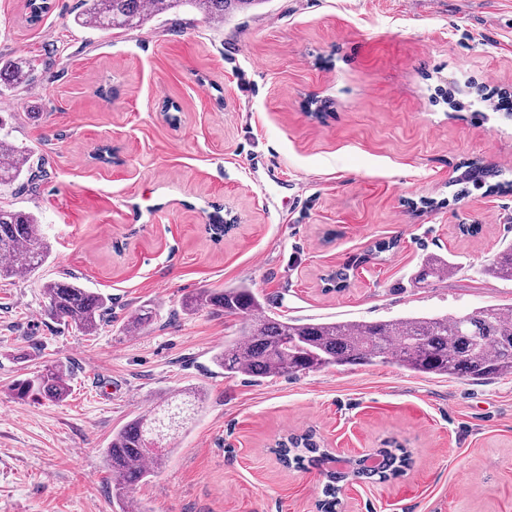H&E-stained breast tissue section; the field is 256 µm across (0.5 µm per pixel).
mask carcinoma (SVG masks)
Here are the masks:
<instances>
[{"label": "carcinoma", "instance_id": "1", "mask_svg": "<svg viewBox=\"0 0 512 512\" xmlns=\"http://www.w3.org/2000/svg\"><path fill=\"white\" fill-rule=\"evenodd\" d=\"M256 0H82L83 10L74 18L80 27L102 30H136L149 18L177 10L195 8L208 19L222 23L227 14ZM34 64L18 58L0 64V83L20 84ZM31 154L6 137L0 138V188L9 187L32 173ZM493 177L480 164L468 166L460 181L479 189ZM50 245L39 217L25 210L0 205V278L26 277L49 259ZM454 270L445 258L425 262L415 278L425 284L442 280ZM486 271L512 281V246L487 265ZM46 311L64 327L87 335L97 333L109 309V299L83 287L78 279L54 280L43 286ZM183 310L193 314L211 308L241 318L240 333L224 339L214 356L224 374L254 378L294 375L326 366L370 365L394 361L419 374L474 381L512 375V310L487 306L472 312L433 317H411L378 322H307L278 319L245 287L203 289L185 297ZM153 312L140 309L124 326L128 335L144 330ZM68 368L61 364L44 367L30 378L17 381L13 395L25 399L40 395L62 401L70 391ZM201 396L176 391L148 414L134 418L112 434L103 456L112 471L113 497L121 512H144L130 496L137 485L165 465L171 449L162 439L191 419ZM280 459L303 468L322 467L330 462L329 452L310 432L290 435L276 445ZM376 467L347 464L342 471H328L319 501L320 512H336L340 483L350 479H385L409 465L402 448H381Z\"/></svg>", "mask_w": 512, "mask_h": 512}]
</instances>
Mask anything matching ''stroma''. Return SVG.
<instances>
[{
	"instance_id": "35a3bbf8",
	"label": "stroma",
	"mask_w": 512,
	"mask_h": 512,
	"mask_svg": "<svg viewBox=\"0 0 512 512\" xmlns=\"http://www.w3.org/2000/svg\"><path fill=\"white\" fill-rule=\"evenodd\" d=\"M52 3L31 25L26 0H0V58L37 65L0 88V113L43 162L0 201L52 244L37 272L0 280V512H119L103 448L187 387L204 393L197 420L133 491L151 512H317L319 469L271 450L308 430L345 457L411 454L400 475L346 482L340 512H512V377H228L211 356L239 318L182 309L239 285L302 323L512 305V281L482 272L512 243V0H267L127 32ZM472 162L499 188L462 190ZM433 256L454 272L415 284ZM68 276L112 299L96 335L45 313L44 283ZM149 307L151 328L125 335ZM48 362L69 367V396L15 400Z\"/></svg>"
}]
</instances>
